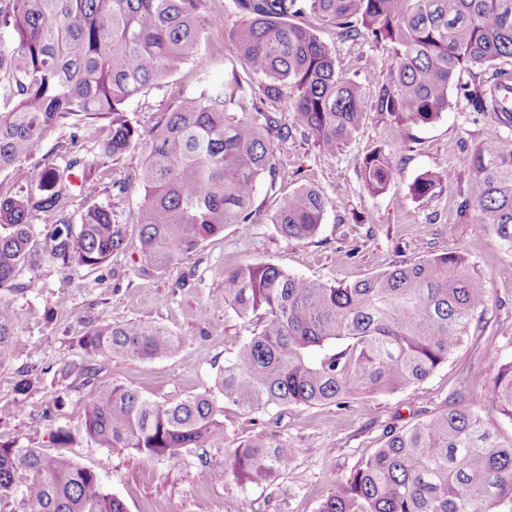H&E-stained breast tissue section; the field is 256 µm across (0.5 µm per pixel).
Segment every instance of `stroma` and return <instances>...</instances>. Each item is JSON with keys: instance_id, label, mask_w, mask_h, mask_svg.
<instances>
[{"instance_id": "35a3bbf8", "label": "stroma", "mask_w": 512, "mask_h": 512, "mask_svg": "<svg viewBox=\"0 0 512 512\" xmlns=\"http://www.w3.org/2000/svg\"><path fill=\"white\" fill-rule=\"evenodd\" d=\"M202 15L206 46L197 59L167 87L130 103L128 116L142 132L155 128L205 71L217 80L237 74L249 92L259 94L263 77L243 67L233 50L230 33L237 16L231 0H205ZM318 34L332 50L337 70L369 77L376 87L388 81L396 66L389 44L346 41L332 27ZM479 79V74L463 73V87L451 92L447 112L428 124L406 123L368 105L360 131L332 154L323 153L313 137L296 133L280 155L275 192L262 188L255 196L261 211L257 223L227 226L167 269L144 257L138 239L143 191L137 170L146 143L115 161L101 156L97 126H85L74 140L65 130L50 132L30 160L0 174V195L29 189L45 164L83 158L100 185L96 202L111 208L124 242L103 268L60 270L38 264L19 274L24 290L0 289V302L11 306L18 330L17 356L0 367V439L20 448L61 452L99 469L104 488L124 502L127 512H316L336 479L379 447L387 426L415 423L456 388L480 397L495 375L488 355L512 357V248L475 216H460L458 206L474 176L469 156L492 129L512 140V127L500 126L493 113L475 111L463 88ZM377 147L391 155L396 173L386 191L374 195L365 189L359 166ZM430 170L452 171L453 180L433 195L414 196L413 182ZM302 184L323 194V221L315 238L288 241L268 216L278 197ZM449 250L467 254L480 275L490 298L488 325L426 381L395 394L356 398L343 410L291 406L250 415L225 405L224 428L231 437L263 432L296 447L287 470L271 486L236 484L224 471L223 452L213 448H193L167 461L129 448L98 447L82 425L90 388L77 381L67 387L54 377L61 363H84L78 340L88 325L136 321L171 329L183 338L182 349L152 361L98 359L100 379L160 402L201 393L257 327L256 318H239L225 297L226 268L270 262L312 281L352 283L395 263ZM25 378L31 387L21 395L16 384ZM58 396L65 401L59 412L54 409ZM61 428L72 439L60 445L52 436ZM104 459L109 465L103 469Z\"/></svg>"}]
</instances>
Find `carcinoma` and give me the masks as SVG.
Here are the masks:
<instances>
[{"label": "carcinoma", "mask_w": 512, "mask_h": 512, "mask_svg": "<svg viewBox=\"0 0 512 512\" xmlns=\"http://www.w3.org/2000/svg\"><path fill=\"white\" fill-rule=\"evenodd\" d=\"M205 0H0V173L32 157L52 130L97 123L102 154L117 160L141 140L128 105L161 88L197 54ZM239 26L233 45L263 76L269 101L288 100L291 120L266 111L237 76L202 78L149 134L137 173L144 189L139 239L146 259L173 266L230 224H253L257 187L275 189L277 152L302 129L334 153L358 133L368 86L336 69L316 30L295 22L312 15L340 36L389 43L397 67L378 88L376 107L413 124L448 110L460 73L486 75L469 91L479 112L502 105L501 78L512 72V0H233ZM77 157L45 167L35 187L0 196V288L20 290L21 269L35 256L65 270L98 269L123 244L112 211L92 204L73 226L74 191L94 198L98 182ZM474 179L460 212L512 247V145L494 131L469 157ZM395 174L381 148L364 156L360 178L371 194ZM452 176L426 172L411 186L418 198ZM51 217L37 230L32 219ZM324 197L301 185L270 215L286 240L315 237ZM224 295L237 316L259 325L224 362L213 389L158 402L98 380L97 357L151 361L175 355L182 337L138 322L90 325L79 339L88 362L55 370L92 386L83 429L100 448H132L176 460L189 448L224 451L225 472L240 484H272L297 453L257 434L230 438L215 395L245 413L288 406L342 410L368 394H393L429 378L465 340L487 324L489 296L460 251L402 262L352 284L307 280L268 263L224 270ZM13 311L0 304V364L16 358ZM345 342L342 351L336 343ZM496 374L478 404L455 390L430 417L386 433L320 503L317 512H512V442L493 425L512 422V357H489ZM126 512L97 471L42 448L0 440V512Z\"/></svg>", "instance_id": "carcinoma-1"}]
</instances>
